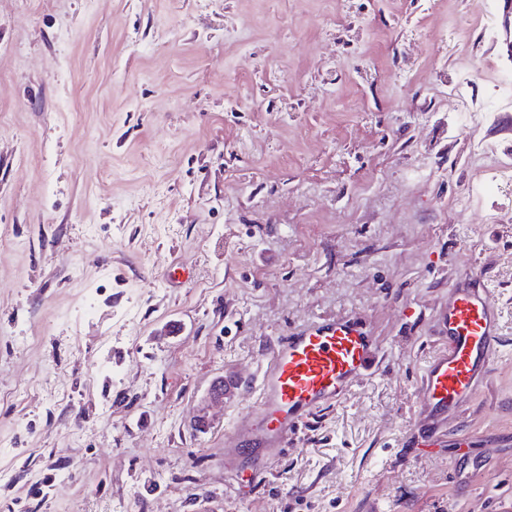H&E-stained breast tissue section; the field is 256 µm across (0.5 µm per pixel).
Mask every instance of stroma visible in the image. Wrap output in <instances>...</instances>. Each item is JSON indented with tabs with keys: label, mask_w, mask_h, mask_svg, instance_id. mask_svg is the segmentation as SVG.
I'll return each mask as SVG.
<instances>
[{
	"label": "stroma",
	"mask_w": 512,
	"mask_h": 512,
	"mask_svg": "<svg viewBox=\"0 0 512 512\" xmlns=\"http://www.w3.org/2000/svg\"><path fill=\"white\" fill-rule=\"evenodd\" d=\"M502 35L499 0H0V512H512V188L471 158H512ZM469 272L503 355L424 444ZM321 316L382 369L227 464Z\"/></svg>",
	"instance_id": "stroma-1"
}]
</instances>
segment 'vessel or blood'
Wrapping results in <instances>:
<instances>
[{
  "label": "vessel or blood",
  "mask_w": 512,
  "mask_h": 512,
  "mask_svg": "<svg viewBox=\"0 0 512 512\" xmlns=\"http://www.w3.org/2000/svg\"><path fill=\"white\" fill-rule=\"evenodd\" d=\"M440 346L421 376L419 418L437 426L487 382L496 357V314L488 291L455 288L439 320ZM381 361L353 322L322 318L279 337L259 383L257 412L241 413L229 460L249 455L266 463L287 447L310 415L340 401L378 370Z\"/></svg>",
  "instance_id": "vessel-or-blood-1"
}]
</instances>
